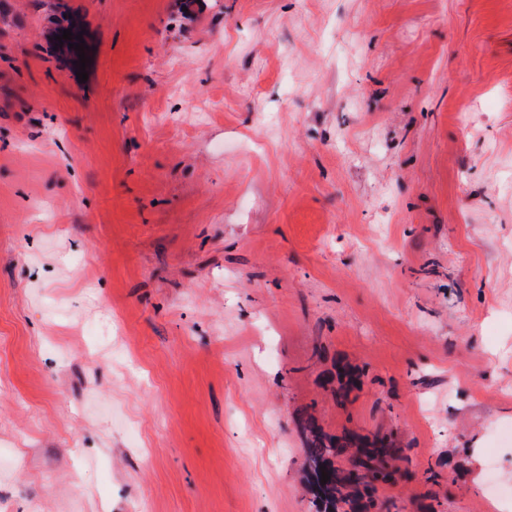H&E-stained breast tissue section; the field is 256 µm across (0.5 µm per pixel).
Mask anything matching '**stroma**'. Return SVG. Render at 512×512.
Masks as SVG:
<instances>
[{
  "instance_id": "stroma-1",
  "label": "stroma",
  "mask_w": 512,
  "mask_h": 512,
  "mask_svg": "<svg viewBox=\"0 0 512 512\" xmlns=\"http://www.w3.org/2000/svg\"><path fill=\"white\" fill-rule=\"evenodd\" d=\"M310 417L512 486V0H0V512H315Z\"/></svg>"
}]
</instances>
